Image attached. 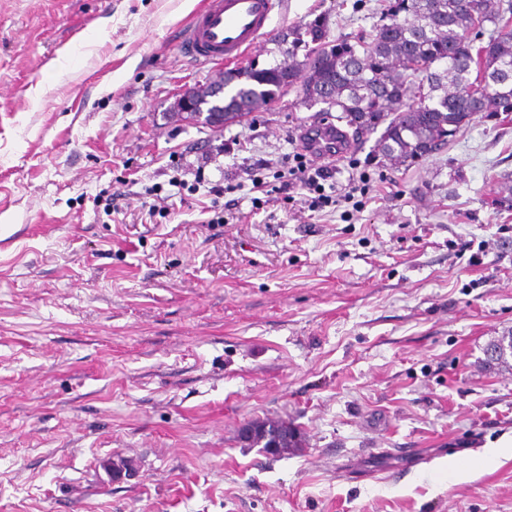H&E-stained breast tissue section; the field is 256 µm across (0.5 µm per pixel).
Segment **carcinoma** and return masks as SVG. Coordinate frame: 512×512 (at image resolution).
I'll return each mask as SVG.
<instances>
[{
  "label": "carcinoma",
  "instance_id": "1",
  "mask_svg": "<svg viewBox=\"0 0 512 512\" xmlns=\"http://www.w3.org/2000/svg\"><path fill=\"white\" fill-rule=\"evenodd\" d=\"M500 20L496 0H480L475 12L467 0H389L371 41L353 43L329 39L326 21L318 18L306 30L310 40L297 35L292 41L304 51V60L242 70L252 86L240 89L227 111L251 112L294 86L302 73L305 97L320 98L327 105L323 112L336 110L349 126L365 131L385 125L381 141L389 159L404 162L423 157L426 141L447 143L469 122L482 99L492 103L494 112H512V81L500 85L484 81L499 58L512 65V50H501V44L512 43V31L489 36L490 50L474 45L471 38L485 23L496 25ZM454 55L465 61L436 70ZM319 58L327 62L324 72L312 67ZM420 76L428 82L426 94L416 85ZM489 346L498 350L492 362H507L512 356V334ZM267 434L276 439V455L299 447L297 429L284 420H255L242 429L240 439L257 446Z\"/></svg>",
  "mask_w": 512,
  "mask_h": 512
}]
</instances>
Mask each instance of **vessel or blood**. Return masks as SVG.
Instances as JSON below:
<instances>
[{"mask_svg":"<svg viewBox=\"0 0 512 512\" xmlns=\"http://www.w3.org/2000/svg\"><path fill=\"white\" fill-rule=\"evenodd\" d=\"M279 0H203L178 39L182 54L217 65L240 62L266 33Z\"/></svg>","mask_w":512,"mask_h":512,"instance_id":"obj_1","label":"vessel or blood"}]
</instances>
